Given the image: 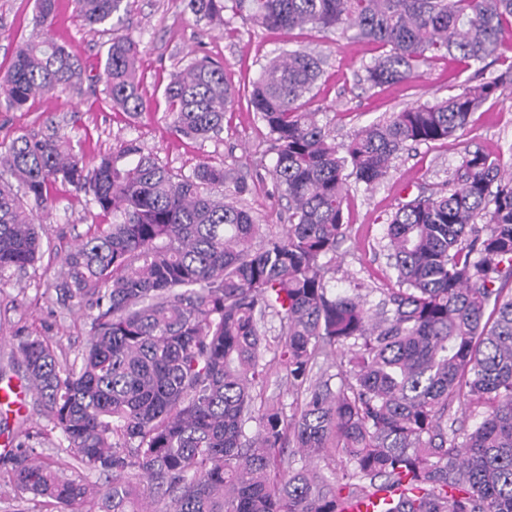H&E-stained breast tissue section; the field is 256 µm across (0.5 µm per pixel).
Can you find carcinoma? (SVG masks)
<instances>
[{
    "label": "carcinoma",
    "mask_w": 512,
    "mask_h": 512,
    "mask_svg": "<svg viewBox=\"0 0 512 512\" xmlns=\"http://www.w3.org/2000/svg\"><path fill=\"white\" fill-rule=\"evenodd\" d=\"M84 25H112L124 0H75ZM215 24L225 14L264 29L312 28L369 40L385 51L365 66L373 87L402 82L430 59L500 58L512 38V0H188ZM55 0H36L40 35L22 43L0 81V111L57 93L102 87L129 116L147 109L139 44L115 34L103 71L51 35ZM322 59L302 47L261 67L250 105L267 129L272 175L288 227L263 230L239 203L241 181L202 165L175 172L133 141L88 166L71 140L21 134L0 143V283L34 266L40 225L57 183L90 197L108 218L71 249L57 284L61 305L90 306L81 360L58 361L43 336L16 352L50 428H19L16 490L76 512H344L345 503L399 490L382 512H512V146L509 162L467 149L448 191L420 194L388 220L396 287L372 310L358 292L328 286L323 259L346 235L348 179L368 188L414 145L444 140L503 83L392 112L336 144L305 108ZM173 131L207 140L224 129L234 93L224 62L194 59L164 88ZM224 187V196L211 193ZM280 321L275 345L267 317ZM296 396L255 407L267 353ZM338 372L329 375L327 369ZM338 384L332 385L333 378ZM481 410L472 427L448 424L454 402ZM253 422L257 431L246 433ZM57 431L75 467L99 487L63 476L31 441ZM294 447L301 459L288 453ZM326 459L325 474L310 467Z\"/></svg>",
    "instance_id": "carcinoma-1"
}]
</instances>
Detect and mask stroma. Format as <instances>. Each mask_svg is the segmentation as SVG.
<instances>
[{"label": "stroma", "instance_id": "1", "mask_svg": "<svg viewBox=\"0 0 512 512\" xmlns=\"http://www.w3.org/2000/svg\"><path fill=\"white\" fill-rule=\"evenodd\" d=\"M34 0H0V78L7 75L20 42L35 37ZM121 33L139 43L142 91L148 109L131 117L112 110L101 93L59 94L16 112H0V142L23 132L58 131L78 142L87 163L100 155L119 152L136 141L143 152L156 155L176 171L188 174L200 164L224 168L249 185L242 203L260 223L281 230L287 201L275 187L266 129L249 107L245 93L260 74L266 58L282 49L304 46L324 57L321 75L306 98L308 110L319 112L337 142H348L361 127L401 109L457 94L474 83V68L447 57L423 65L405 81L370 86L364 68L381 54L379 45L365 40L336 39L315 30H266L241 18L228 26L197 20L187 0H130ZM52 32L66 43L87 70L103 66L109 33L83 26L71 0H57ZM203 55L223 61L226 82L236 101L224 115L219 138L201 141L176 135L165 116L164 88L173 72ZM512 144V84L473 114L455 136L404 152L388 176L373 189L352 185L344 202L347 236L336 253L328 255L331 288L344 292L362 283L368 305L374 306L395 274L383 248L386 222L402 204L420 192L447 190L448 178L464 149L480 148L496 156ZM56 208L43 222V255L34 268L0 285V374L20 377L14 355L15 337L33 333L57 345L60 361L73 362L86 347L90 311L62 308L55 285L64 256L84 238L91 225L103 220L84 194L59 187ZM12 461L0 455V512H57L54 504L16 491Z\"/></svg>", "mask_w": 512, "mask_h": 512}]
</instances>
